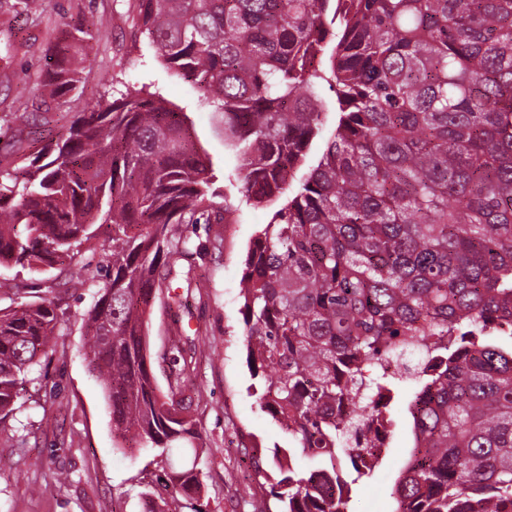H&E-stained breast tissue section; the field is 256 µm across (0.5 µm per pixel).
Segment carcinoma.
<instances>
[{
  "instance_id": "obj_1",
  "label": "carcinoma",
  "mask_w": 512,
  "mask_h": 512,
  "mask_svg": "<svg viewBox=\"0 0 512 512\" xmlns=\"http://www.w3.org/2000/svg\"><path fill=\"white\" fill-rule=\"evenodd\" d=\"M138 14L156 56L221 114L228 182L256 208L288 191L320 135V85L335 95L336 127L241 278L252 388L291 443L274 451L281 512L344 509L350 472L373 476L379 459L356 462L353 445L399 381L374 363L414 347L392 512H512V0H138ZM92 38L88 21L65 30L39 86L73 92ZM212 178L182 114L141 89L85 107L22 178L0 171V266L58 271L44 295L0 308V421L63 335L105 225L112 264L85 325L116 444L168 463L195 448L193 356L176 329L161 393L145 315L179 276L192 286L179 225L235 212L228 194L214 205ZM197 457L147 512L200 489Z\"/></svg>"
}]
</instances>
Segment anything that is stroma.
I'll list each match as a JSON object with an SVG mask.
<instances>
[{"mask_svg":"<svg viewBox=\"0 0 512 512\" xmlns=\"http://www.w3.org/2000/svg\"><path fill=\"white\" fill-rule=\"evenodd\" d=\"M136 0H43L44 20L35 25L13 0H0V163L24 165L42 148L65 136L77 112L90 101L115 100L133 88L160 96L181 112L200 154L214 174L215 202L224 200V175L235 164L224 147L218 113L203 104L190 81L158 59L137 26ZM94 17L98 32L89 43L90 66L75 92L51 98L36 84L46 70L59 22ZM39 106L36 123L22 126L14 113ZM272 208L239 205L229 224H184L198 255L192 262L200 288L168 308L157 297L149 319L151 367L160 390H167V338L181 329L196 348V368L185 396L200 395L191 417L200 435L199 495L173 502L174 512H276L267 475L275 474L272 452L288 445L286 432L264 413L250 391V374L240 308L239 281L251 241L268 223ZM93 289L80 288L70 299V322L28 385L12 418L0 422V512H146L145 492H160L170 470L155 451L116 447L110 407L102 385L86 360L84 319ZM416 382L407 379L386 407L390 448L375 475L352 487L347 512H389L394 478L411 443L407 401ZM261 457L266 476L253 464ZM68 476L53 494L37 488L52 472Z\"/></svg>","mask_w":512,"mask_h":512,"instance_id":"stroma-1","label":"stroma"}]
</instances>
